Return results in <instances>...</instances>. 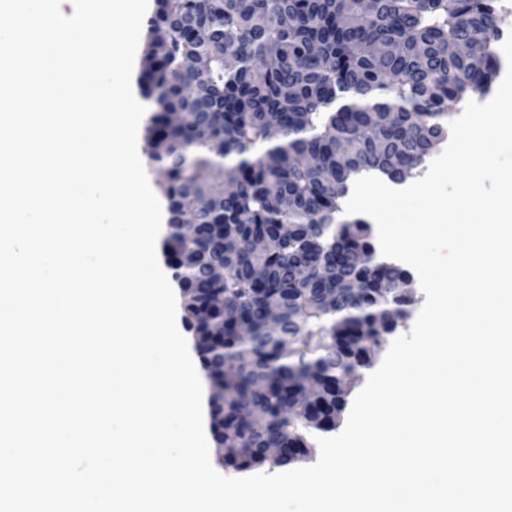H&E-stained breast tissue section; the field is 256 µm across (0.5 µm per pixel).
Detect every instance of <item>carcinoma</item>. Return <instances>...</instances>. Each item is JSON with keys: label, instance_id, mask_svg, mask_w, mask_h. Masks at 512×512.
Returning a JSON list of instances; mask_svg holds the SVG:
<instances>
[{"label": "carcinoma", "instance_id": "obj_1", "mask_svg": "<svg viewBox=\"0 0 512 512\" xmlns=\"http://www.w3.org/2000/svg\"><path fill=\"white\" fill-rule=\"evenodd\" d=\"M497 20L496 0H154L146 151L225 469L308 457L405 317L408 271L343 201L404 182L490 88Z\"/></svg>", "mask_w": 512, "mask_h": 512}]
</instances>
